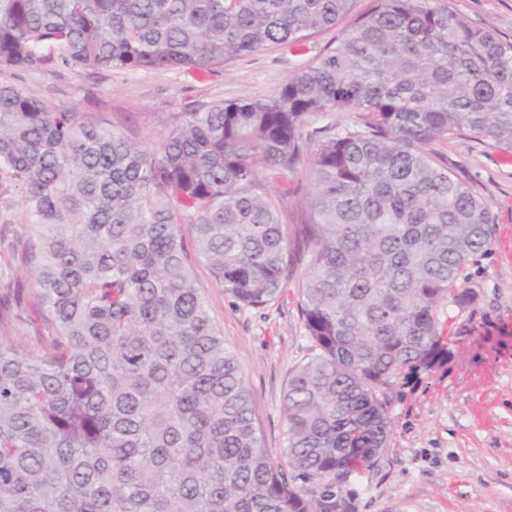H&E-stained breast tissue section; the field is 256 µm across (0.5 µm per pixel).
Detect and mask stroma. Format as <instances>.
I'll return each instance as SVG.
<instances>
[{
    "label": "stroma",
    "instance_id": "35a3bbf8",
    "mask_svg": "<svg viewBox=\"0 0 512 512\" xmlns=\"http://www.w3.org/2000/svg\"><path fill=\"white\" fill-rule=\"evenodd\" d=\"M451 5L472 25L512 41V0ZM347 25L340 20L303 47L267 46L212 71L74 69L56 57L35 70L1 71L0 81L151 147L166 138L178 113L272 95ZM430 150L490 203L493 240L460 274L471 302L461 306L447 298L437 308L447 356L429 369L399 375L385 390L386 446L343 489L355 512H512V161L493 141L469 134L435 140ZM34 234L18 191L1 179L0 337L39 352L40 337L51 331L19 313L15 301L17 288L31 286L20 256ZM192 262L200 293L250 391L260 445L273 460H283V396L294 371L314 354L299 310L308 261H297L287 288L261 308L226 294L203 258Z\"/></svg>",
    "mask_w": 512,
    "mask_h": 512
}]
</instances>
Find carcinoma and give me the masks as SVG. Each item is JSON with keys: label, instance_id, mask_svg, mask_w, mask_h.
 Segmentation results:
<instances>
[{"label": "carcinoma", "instance_id": "cac0c4a2", "mask_svg": "<svg viewBox=\"0 0 512 512\" xmlns=\"http://www.w3.org/2000/svg\"><path fill=\"white\" fill-rule=\"evenodd\" d=\"M354 0H0V68L204 70L302 45ZM325 125L294 236L265 190ZM463 131L512 151V42L446 0H372L336 45L264 98L184 112L157 147L0 83V179L36 238L22 261L44 353L0 340V512H353L337 482L370 464L379 395L444 352L436 309L490 246L488 201L427 146ZM224 292L261 307L311 250L300 312L317 349L283 397L285 460L177 225ZM307 478L298 486L288 471ZM358 121L359 119L356 112H336L330 119L311 118L305 128L304 136L307 135L313 139L317 138L321 135L319 133H315V131H318L317 128L324 126L328 122L336 124L339 128H345L351 127Z\"/></svg>", "mask_w": 512, "mask_h": 512}]
</instances>
